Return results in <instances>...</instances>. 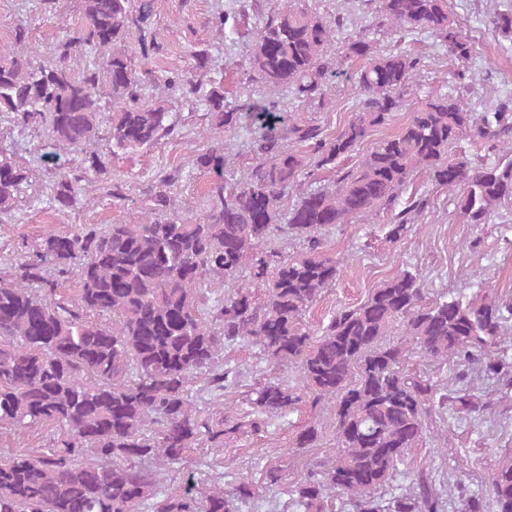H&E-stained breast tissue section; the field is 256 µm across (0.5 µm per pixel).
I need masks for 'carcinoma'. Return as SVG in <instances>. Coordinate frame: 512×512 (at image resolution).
Segmentation results:
<instances>
[{"mask_svg":"<svg viewBox=\"0 0 512 512\" xmlns=\"http://www.w3.org/2000/svg\"><path fill=\"white\" fill-rule=\"evenodd\" d=\"M152 2L81 0L82 27L46 58L31 55L28 31L15 29L12 53L0 59V117L77 154L74 168L53 174L49 203L81 204V183L92 173L112 201L125 200L109 154L150 147L174 132L169 111L147 96L158 80L170 97L204 101L211 126L226 136L255 126L253 162L242 176L224 178L234 161L230 141L219 139L195 159L213 174L200 204L174 206L183 178L175 169L159 177L136 223L81 224L14 258L0 278V430L46 432L49 442L0 459V512H237V504L283 489L303 512H329L333 496L346 512H442L443 496L426 468L409 490L388 498L383 490L422 441L428 417L450 408L480 414L488 405L405 365L415 354L451 357L462 383L475 367L504 373L506 363L489 353L501 345L512 304L489 288L429 301L422 276L404 269L318 331L307 315L344 266L324 252L326 232L384 210L391 212V241L418 230L414 215L428 207L427 196L412 195L397 208L415 172L452 192L466 224H486L512 204V97L477 112L456 87L410 111L419 58L381 52L366 36L345 41L335 57L329 47L344 17L326 21L312 0H285L255 27L245 5L232 17L218 9L213 26H247L239 83L249 89L230 99L224 79L214 77L202 95L195 71L211 70L209 50L194 51L191 70L159 76L146 67L162 51ZM372 4L376 28L427 33L465 79L471 43L448 0ZM487 28L512 34V12L494 14ZM130 32L137 33L133 53L122 48ZM80 50L89 60L77 70ZM343 75L353 81L357 113L337 134L296 115L299 107L329 110ZM280 90L287 95H276ZM406 111L398 133L341 166L371 128ZM464 137L482 140L489 159L474 165L449 156ZM31 179L13 148L1 144V224L12 220ZM289 240L302 245L292 258L282 254ZM216 280L224 282L220 298L211 291ZM396 322L402 338L383 341ZM253 345L267 366L295 364L300 377L254 382L251 410L226 416L224 392L246 372L221 354ZM308 400L330 401L337 441L330 463L310 465L292 483L272 465L259 484L223 471L211 481L228 490L158 489L160 470L183 468L195 448H222ZM317 438V428L305 425L295 447L313 448ZM461 512H512L511 459L462 497Z\"/></svg>","mask_w":512,"mask_h":512,"instance_id":"cac0c4a2","label":"carcinoma"}]
</instances>
